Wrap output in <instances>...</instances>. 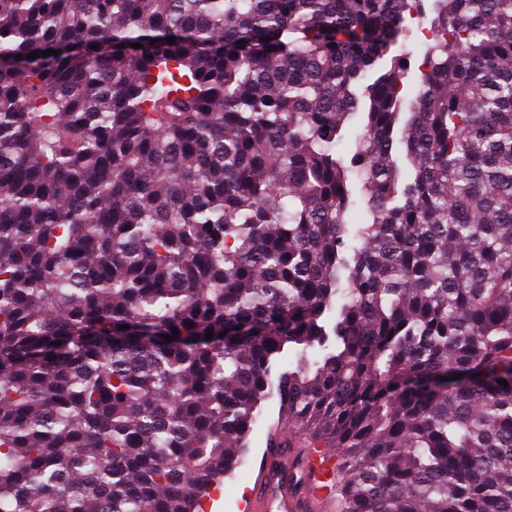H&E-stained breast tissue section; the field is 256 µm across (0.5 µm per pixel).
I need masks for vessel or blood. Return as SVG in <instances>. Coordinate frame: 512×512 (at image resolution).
Wrapping results in <instances>:
<instances>
[{
  "label": "vessel or blood",
  "mask_w": 512,
  "mask_h": 512,
  "mask_svg": "<svg viewBox=\"0 0 512 512\" xmlns=\"http://www.w3.org/2000/svg\"><path fill=\"white\" fill-rule=\"evenodd\" d=\"M332 448L309 449L294 459L287 449H265L259 475L240 508L242 512H320L323 502H335L334 487L324 484L323 474L336 465Z\"/></svg>",
  "instance_id": "b4317fda"
}]
</instances>
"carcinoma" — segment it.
I'll use <instances>...</instances> for the list:
<instances>
[{
	"label": "carcinoma",
	"mask_w": 512,
	"mask_h": 512,
	"mask_svg": "<svg viewBox=\"0 0 512 512\" xmlns=\"http://www.w3.org/2000/svg\"><path fill=\"white\" fill-rule=\"evenodd\" d=\"M424 2L0 0V512H205L271 395L337 512H512V0L405 94Z\"/></svg>",
	"instance_id": "cac0c4a2"
}]
</instances>
